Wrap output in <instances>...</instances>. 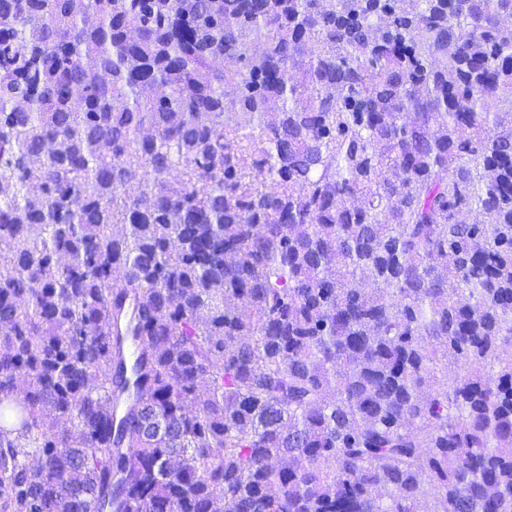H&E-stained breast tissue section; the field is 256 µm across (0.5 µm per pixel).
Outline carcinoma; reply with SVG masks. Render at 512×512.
Returning a JSON list of instances; mask_svg holds the SVG:
<instances>
[{
  "label": "carcinoma",
  "instance_id": "cac0c4a2",
  "mask_svg": "<svg viewBox=\"0 0 512 512\" xmlns=\"http://www.w3.org/2000/svg\"><path fill=\"white\" fill-rule=\"evenodd\" d=\"M0 512H512V0H0Z\"/></svg>",
  "mask_w": 512,
  "mask_h": 512
}]
</instances>
